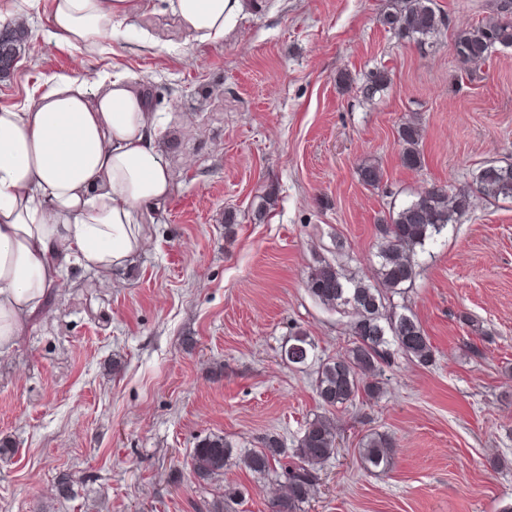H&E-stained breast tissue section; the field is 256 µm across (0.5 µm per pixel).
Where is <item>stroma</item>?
I'll list each match as a JSON object with an SVG mask.
<instances>
[{"label":"stroma","instance_id":"35a3bbf8","mask_svg":"<svg viewBox=\"0 0 512 512\" xmlns=\"http://www.w3.org/2000/svg\"><path fill=\"white\" fill-rule=\"evenodd\" d=\"M394 3L247 0L213 43L166 0H132L79 66L44 13L25 16L0 107L61 76L132 80L157 114L171 195L142 214L147 246L127 268L74 270L0 356V438L12 445L0 455V512H199L229 486L243 493L236 512H271V484L246 469L195 479L197 441L256 448L276 432L292 448L321 415L341 447L305 512L512 506V202L473 198L393 298L421 323L433 365L396 355L379 397L351 405L324 406L315 390L319 361L351 343L350 315L306 288L317 262L373 279L391 204L512 161V49L473 72L455 59L458 32L486 16L487 0H435L449 24L423 47L381 24ZM377 69L389 82L361 101L356 87ZM412 115L424 128L417 170L397 139ZM366 160L382 169L378 188L358 179ZM300 329L316 347L301 367L284 355ZM372 433L395 443L387 472L360 464Z\"/></svg>","mask_w":512,"mask_h":512}]
</instances>
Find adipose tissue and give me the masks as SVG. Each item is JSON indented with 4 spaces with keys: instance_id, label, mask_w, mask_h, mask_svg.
Wrapping results in <instances>:
<instances>
[{
    "instance_id": "adipose-tissue-1",
    "label": "adipose tissue",
    "mask_w": 512,
    "mask_h": 512,
    "mask_svg": "<svg viewBox=\"0 0 512 512\" xmlns=\"http://www.w3.org/2000/svg\"><path fill=\"white\" fill-rule=\"evenodd\" d=\"M241 0H168L198 39L224 38ZM131 0H11L0 22L44 7L51 35L79 52L130 11ZM156 114L125 78L89 90L59 79L37 99L0 107V355L45 310L70 265L109 274L146 246L139 212L170 194Z\"/></svg>"
}]
</instances>
